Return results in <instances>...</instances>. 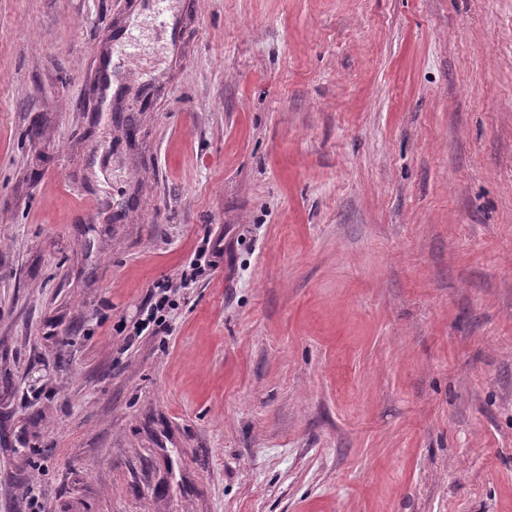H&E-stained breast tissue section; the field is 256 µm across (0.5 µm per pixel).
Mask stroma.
Instances as JSON below:
<instances>
[{
	"instance_id": "obj_1",
	"label": "stroma",
	"mask_w": 512,
	"mask_h": 512,
	"mask_svg": "<svg viewBox=\"0 0 512 512\" xmlns=\"http://www.w3.org/2000/svg\"><path fill=\"white\" fill-rule=\"evenodd\" d=\"M0 512H512V0H0Z\"/></svg>"
}]
</instances>
